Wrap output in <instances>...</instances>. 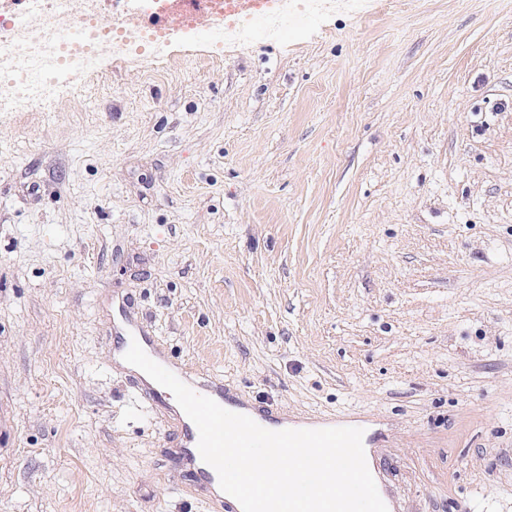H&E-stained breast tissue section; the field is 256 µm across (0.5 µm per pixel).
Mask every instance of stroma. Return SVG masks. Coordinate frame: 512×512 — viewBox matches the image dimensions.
<instances>
[{"label": "stroma", "instance_id": "obj_1", "mask_svg": "<svg viewBox=\"0 0 512 512\" xmlns=\"http://www.w3.org/2000/svg\"><path fill=\"white\" fill-rule=\"evenodd\" d=\"M0 112V512H205L112 327L356 413L396 512H512V0H288Z\"/></svg>", "mask_w": 512, "mask_h": 512}]
</instances>
